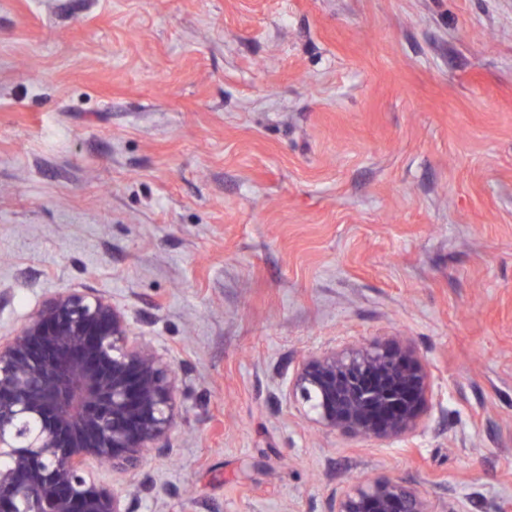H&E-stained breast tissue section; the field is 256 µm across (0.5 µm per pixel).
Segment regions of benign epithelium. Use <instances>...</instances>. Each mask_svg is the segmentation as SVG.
Segmentation results:
<instances>
[{"instance_id":"benign-epithelium-1","label":"benign epithelium","mask_w":512,"mask_h":512,"mask_svg":"<svg viewBox=\"0 0 512 512\" xmlns=\"http://www.w3.org/2000/svg\"><path fill=\"white\" fill-rule=\"evenodd\" d=\"M181 379L137 340L112 300L84 291L46 298L0 341V512H131L133 493L95 482L86 459L139 471L173 452ZM431 375L395 339L309 355L288 397L326 432L396 440L424 424ZM329 512H434L388 479L357 480Z\"/></svg>"}]
</instances>
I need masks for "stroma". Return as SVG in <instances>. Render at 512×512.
Segmentation results:
<instances>
[{"mask_svg":"<svg viewBox=\"0 0 512 512\" xmlns=\"http://www.w3.org/2000/svg\"><path fill=\"white\" fill-rule=\"evenodd\" d=\"M104 295L183 381L135 512H512V0H0V338ZM406 338L423 429L313 427L311 352ZM329 512H435L427 497L388 479L357 480L342 492Z\"/></svg>","mask_w":512,"mask_h":512,"instance_id":"1","label":"stroma"}]
</instances>
